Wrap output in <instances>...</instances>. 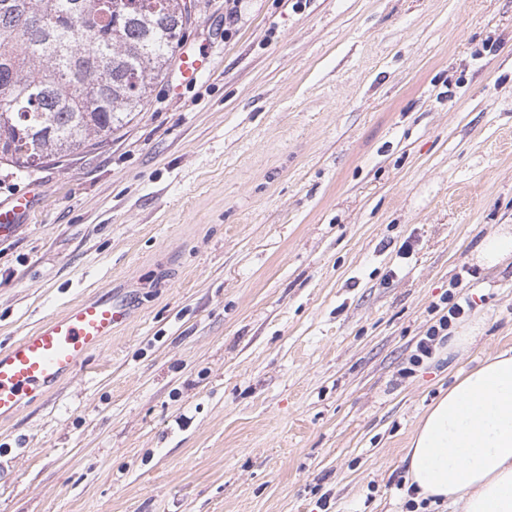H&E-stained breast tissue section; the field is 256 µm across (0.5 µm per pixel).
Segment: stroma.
<instances>
[{
  "instance_id": "35a3bbf8",
  "label": "stroma",
  "mask_w": 512,
  "mask_h": 512,
  "mask_svg": "<svg viewBox=\"0 0 512 512\" xmlns=\"http://www.w3.org/2000/svg\"><path fill=\"white\" fill-rule=\"evenodd\" d=\"M211 62L107 142L27 173L0 347L69 304L132 315L0 422V512H407L456 374L512 349V0H198ZM469 271L464 348L411 375ZM510 252L512 253V236H497L485 245L482 256L488 264H495Z\"/></svg>"
}]
</instances>
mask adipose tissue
<instances>
[{"label":"adipose tissue","mask_w":512,"mask_h":512,"mask_svg":"<svg viewBox=\"0 0 512 512\" xmlns=\"http://www.w3.org/2000/svg\"><path fill=\"white\" fill-rule=\"evenodd\" d=\"M405 461L416 500L512 512V354L457 379L419 424Z\"/></svg>","instance_id":"obj_1"}]
</instances>
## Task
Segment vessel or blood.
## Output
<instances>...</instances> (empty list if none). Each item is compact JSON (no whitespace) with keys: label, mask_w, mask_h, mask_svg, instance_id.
Returning a JSON list of instances; mask_svg holds the SVG:
<instances>
[{"label":"vessel or blood","mask_w":512,"mask_h":512,"mask_svg":"<svg viewBox=\"0 0 512 512\" xmlns=\"http://www.w3.org/2000/svg\"><path fill=\"white\" fill-rule=\"evenodd\" d=\"M33 200V193L25 192L0 205V231L10 232ZM127 319L123 301L100 295L69 306L0 348V419L13 417L72 376Z\"/></svg>","instance_id":"1"}]
</instances>
